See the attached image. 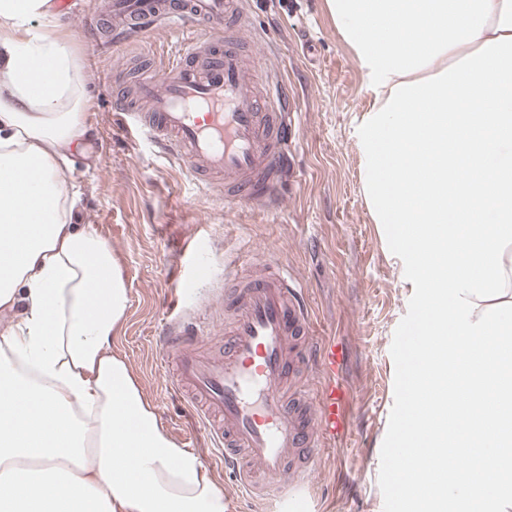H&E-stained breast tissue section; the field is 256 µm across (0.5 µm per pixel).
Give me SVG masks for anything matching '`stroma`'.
Segmentation results:
<instances>
[{"label":"stroma","mask_w":512,"mask_h":512,"mask_svg":"<svg viewBox=\"0 0 512 512\" xmlns=\"http://www.w3.org/2000/svg\"><path fill=\"white\" fill-rule=\"evenodd\" d=\"M92 0H65V34L83 65L92 97L94 129L84 152L73 157L82 223L112 243L129 288V307L112 342L146 400L177 444L195 452L226 496L227 512H263L261 499L240 494L214 456L196 410L177 392L156 344L176 316V285L187 274L182 243L200 236L212 277L190 316L207 322L204 353L221 348L224 309L219 298L231 266L268 263L287 267L300 281L315 338L343 341L341 371L352 392L350 428L334 449L322 451L310 480L321 512H383L378 484L380 450L394 399L390 347L407 312L414 285L389 249L363 191L359 124L371 97L358 59L343 41L327 0H243L250 35L242 47L269 80L288 87L295 136L287 203L278 211L225 206L199 188L174 159L145 139L119 134L112 77L158 70L173 39L139 34L117 46L95 47L82 21Z\"/></svg>","instance_id":"35a3bbf8"}]
</instances>
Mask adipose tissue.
Here are the masks:
<instances>
[{"mask_svg":"<svg viewBox=\"0 0 512 512\" xmlns=\"http://www.w3.org/2000/svg\"><path fill=\"white\" fill-rule=\"evenodd\" d=\"M373 99L359 135L379 224H427L448 251V311L480 354L460 384L498 392L512 336V0H327ZM54 0H0V512H226L112 339L129 307L120 261L79 223L59 158L91 129L82 66ZM434 187L418 182L420 167ZM457 435L501 454L512 415L472 406ZM512 512V477L458 470L449 493Z\"/></svg>","mask_w":512,"mask_h":512,"instance_id":"ef3b65f1","label":"adipose tissue"}]
</instances>
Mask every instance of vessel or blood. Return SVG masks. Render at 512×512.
<instances>
[{
    "label": "vessel or blood",
    "mask_w": 512,
    "mask_h": 512,
    "mask_svg": "<svg viewBox=\"0 0 512 512\" xmlns=\"http://www.w3.org/2000/svg\"><path fill=\"white\" fill-rule=\"evenodd\" d=\"M109 9L112 43L163 27L181 35L167 63L122 99L119 127L162 146L203 188L223 182L225 203L280 208L291 161L288 115L278 90L258 84L245 62L240 41L248 22L239 0H111ZM201 250L200 238L186 237L183 252L200 280L208 272ZM224 314L217 356L199 350L206 322L164 327L162 353L175 367V385L200 405L238 488L274 493L270 512H316L307 471L295 461L349 430L350 393L339 378L344 346L312 337L296 283L279 270L233 283ZM309 366L315 389L292 387Z\"/></svg>",
    "instance_id": "obj_1"
}]
</instances>
